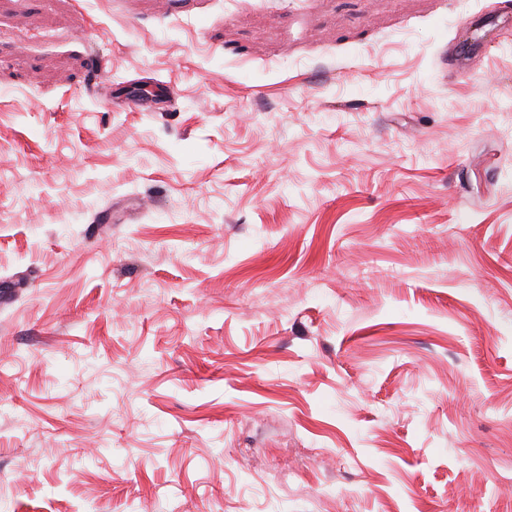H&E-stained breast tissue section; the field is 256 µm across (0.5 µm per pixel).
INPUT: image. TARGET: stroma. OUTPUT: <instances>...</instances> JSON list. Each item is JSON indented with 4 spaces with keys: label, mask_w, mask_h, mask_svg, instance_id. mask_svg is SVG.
Here are the masks:
<instances>
[{
    "label": "stroma",
    "mask_w": 512,
    "mask_h": 512,
    "mask_svg": "<svg viewBox=\"0 0 512 512\" xmlns=\"http://www.w3.org/2000/svg\"><path fill=\"white\" fill-rule=\"evenodd\" d=\"M512 0H0V512H512Z\"/></svg>",
    "instance_id": "stroma-1"
}]
</instances>
